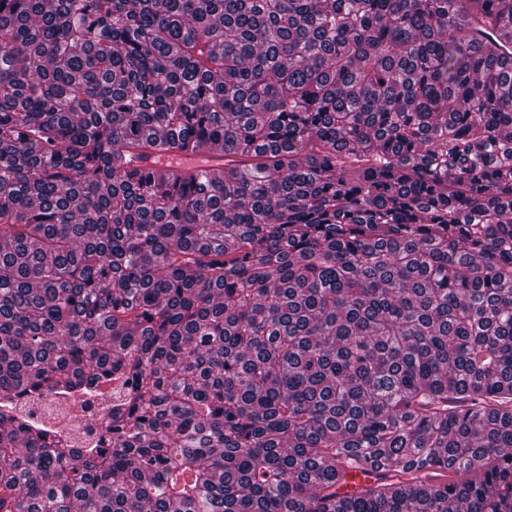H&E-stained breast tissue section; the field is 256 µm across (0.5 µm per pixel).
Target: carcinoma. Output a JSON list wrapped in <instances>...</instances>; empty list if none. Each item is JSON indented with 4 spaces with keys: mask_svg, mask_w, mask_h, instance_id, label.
<instances>
[{
    "mask_svg": "<svg viewBox=\"0 0 512 512\" xmlns=\"http://www.w3.org/2000/svg\"><path fill=\"white\" fill-rule=\"evenodd\" d=\"M0 512H512V0H0ZM191 165L190 167H186ZM132 166L153 171L158 176H165L175 169H217L224 167V152L215 149L210 144L203 145L194 155H157L148 158H134ZM112 401V391L85 395L74 403L72 398L47 395L20 400L19 410L34 421L52 426L71 436L78 448L89 446L101 424L106 403ZM376 480L377 473L375 472L363 473L361 470L349 469L345 484L338 489L339 497L352 496L360 487L373 484Z\"/></svg>",
    "mask_w": 512,
    "mask_h": 512,
    "instance_id": "cac0c4a2",
    "label": "carcinoma"
}]
</instances>
